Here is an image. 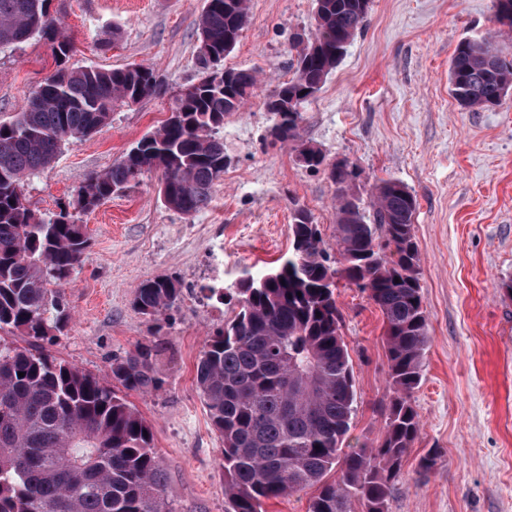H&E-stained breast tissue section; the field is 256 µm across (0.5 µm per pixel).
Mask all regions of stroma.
Here are the masks:
<instances>
[{
    "mask_svg": "<svg viewBox=\"0 0 512 512\" xmlns=\"http://www.w3.org/2000/svg\"><path fill=\"white\" fill-rule=\"evenodd\" d=\"M204 0H52L75 46L73 66H153L161 91L117 106L108 125L62 147L25 183L30 208L48 217L73 208L86 177L109 168L169 116L178 94L201 77L196 20ZM315 0H251L249 22L225 66L254 70L257 88L226 116L228 165L213 201L185 216L159 199L156 173L83 216L90 246L64 287L72 319L41 352L107 378L114 359L157 350L162 381L128 402L151 424L174 512H228L223 441L194 381L207 341L234 314L210 288L260 277L291 246L290 222L307 209L335 241L336 186L327 170L302 166L293 144L269 145L275 122L265 101L292 74L298 40L313 30ZM492 0H371L362 28L322 90L302 109V135L328 162L356 173L368 205L382 179L403 182L414 217L430 341L412 395L421 431L390 512H512V97L470 112L449 91L450 57L465 39L499 36ZM55 69L39 38L0 50V119L19 111ZM172 277L178 308L151 320L132 305L145 280ZM342 336L353 361L357 411L352 438L379 441L388 392L380 310L339 283ZM440 458L423 474L429 449Z\"/></svg>",
    "mask_w": 512,
    "mask_h": 512,
    "instance_id": "1",
    "label": "stroma"
}]
</instances>
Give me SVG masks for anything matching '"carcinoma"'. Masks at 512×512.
I'll return each instance as SVG.
<instances>
[{
	"label": "carcinoma",
	"instance_id": "obj_1",
	"mask_svg": "<svg viewBox=\"0 0 512 512\" xmlns=\"http://www.w3.org/2000/svg\"><path fill=\"white\" fill-rule=\"evenodd\" d=\"M512 33V0H493ZM51 0H0V48L37 36L56 69L20 112L0 119V331L33 342L64 335L71 319L63 285L89 246L81 216L160 174L163 205L186 216L205 209L227 165L218 136L224 117L253 95L252 70L224 69V53L248 23V0H206L198 17L197 60L204 76L176 100L160 128L143 136L77 191V212L49 218L27 205L25 180L61 148L108 124L118 104L154 95L158 72L68 65L74 45ZM370 0H316L314 32L296 47L292 77L270 93L274 140L292 142L300 162L329 168L337 195L336 256L304 208L291 224L288 255L235 291L211 289L238 311L209 339L196 383L224 442L221 467L231 512H265L266 501L314 489L308 512H390L405 459L421 431L412 394L422 379L430 336L414 237L417 200L397 179L375 185L369 207L352 202L355 173L306 157L301 107L324 86L362 27ZM451 93L464 109L498 106L512 94V63L486 40L465 39L449 69ZM368 293L384 318L390 395L381 402L377 443L349 442L357 410L352 359L342 336L338 281ZM170 277L141 283L133 305L156 319L180 300ZM153 349L140 346L112 363L124 390L156 391ZM24 376H18V373ZM151 425L97 376L48 355L0 343V512H172Z\"/></svg>",
	"mask_w": 512,
	"mask_h": 512
}]
</instances>
